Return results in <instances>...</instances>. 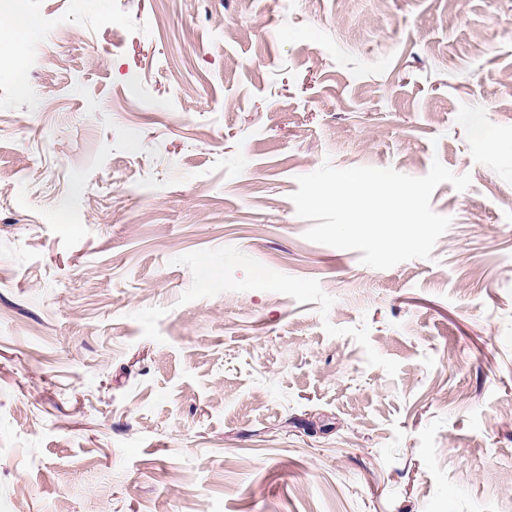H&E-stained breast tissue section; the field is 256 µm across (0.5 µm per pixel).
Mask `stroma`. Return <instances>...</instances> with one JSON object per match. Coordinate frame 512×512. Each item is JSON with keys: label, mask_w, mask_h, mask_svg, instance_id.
Wrapping results in <instances>:
<instances>
[{"label": "stroma", "mask_w": 512, "mask_h": 512, "mask_svg": "<svg viewBox=\"0 0 512 512\" xmlns=\"http://www.w3.org/2000/svg\"><path fill=\"white\" fill-rule=\"evenodd\" d=\"M24 7L0 512H512V0ZM436 161L430 258L305 239L297 177Z\"/></svg>", "instance_id": "obj_1"}]
</instances>
